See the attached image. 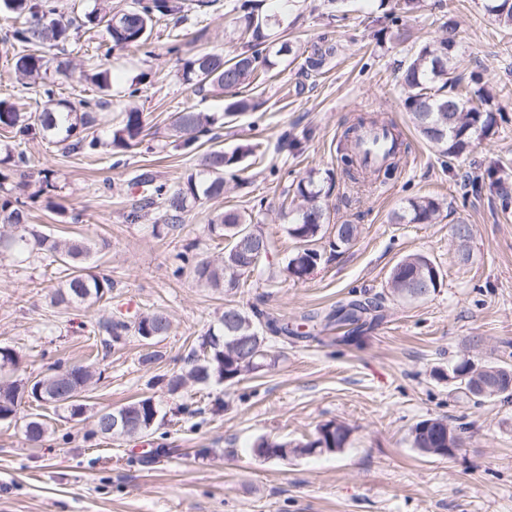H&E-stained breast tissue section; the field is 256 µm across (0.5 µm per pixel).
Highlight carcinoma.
Segmentation results:
<instances>
[{
  "label": "carcinoma",
  "mask_w": 512,
  "mask_h": 512,
  "mask_svg": "<svg viewBox=\"0 0 512 512\" xmlns=\"http://www.w3.org/2000/svg\"><path fill=\"white\" fill-rule=\"evenodd\" d=\"M488 15L504 29H512V0H485L483 5ZM179 9L174 0H131L130 5L112 12L109 0H93L90 10L83 14L64 15L59 10L58 0H0V11L13 19L12 30L6 39L16 45L13 69L22 87L30 89L43 86L44 104L41 109L22 112L12 103L0 100V129L11 137L25 142L40 135L69 154L93 155L102 146V141L92 133L96 125L97 112L109 106L98 98L83 99L81 111L74 110L69 102L55 98L53 88L44 79L53 58L51 51L58 49L73 38V34L87 25L105 24L109 41L115 46L144 47L149 44L154 25L164 16ZM269 18L250 14L244 25L237 30L244 51L233 56L217 52L194 53L183 59V82L202 89L206 86L217 92L231 91L257 83L270 70L275 58L292 52V47L283 42L272 50L265 30ZM461 43L458 24L452 20L444 24L441 35L434 41L424 43L414 53L402 70L400 85L405 95L404 106L409 121L418 137L440 158L448 160L463 156L471 145L495 133L497 116L491 105L502 90L481 83L475 73L465 78L457 74V57ZM336 52L333 39L323 35L310 46L304 59L302 71L306 74L321 72L327 59ZM215 117L203 112H175L170 125L180 140V146L189 151L201 147L200 138L211 131ZM382 128L397 149L389 153L386 161L378 166L368 163L361 155L359 146L365 129ZM148 136L143 113L130 108L121 113V121L112 130L111 145L132 148ZM343 149L341 160L343 172L353 183L380 182L395 176L405 162L408 146L402 131L391 120L378 115L357 114L343 131L340 140ZM259 148L253 144L240 147L228 154L222 148H209L203 155L204 179L188 177L176 187L159 180L157 175L146 170L138 175V186L143 188L139 203L127 214V220L136 223L145 217L144 211L161 208L165 216L176 224L187 211L188 203L204 198L218 197L224 193V172L236 167L242 159ZM471 185L483 187L501 200L503 207L512 202V182L499 175L498 163L489 165L484 171L472 175ZM293 194L295 207L289 211L291 220L287 232L297 243V250L288 260L285 270L296 279L308 275L322 260L315 242L326 223V209L320 198L328 195L313 176L299 180L294 188L283 190ZM439 202L428 196L410 199L393 215L397 224H432L438 217ZM25 203L11 195H0V256H36L48 265L62 268V280L52 292L55 304H75L90 308L111 295L112 278L94 272L88 266L92 253V239L56 237L38 230L28 223ZM210 234L227 241L224 257L214 262L183 256L193 278L200 284L226 292L245 284V278L253 274L268 257L270 243L253 213L225 210L216 215L208 225ZM356 224L336 225L331 248L350 245L358 236ZM252 235L259 248L247 254L239 249L243 235ZM390 283L392 293L406 301L423 299L436 292L443 284V275L431 259L422 254H411L402 258L392 268ZM381 307L377 298L353 301L336 309L328 320L349 327L348 335L363 327L364 315ZM251 325L248 333L260 338V344L245 354L225 350L227 340L237 335L243 324ZM98 331L105 333V347L110 348L124 342L129 336H154L161 338L172 329L171 320L160 311L140 316L135 321L101 317L97 321ZM301 332L285 320L271 318L258 307L246 311L236 305L227 304L217 323L201 336L199 348L192 350L186 364L178 371L163 378L167 391L177 394L189 385L206 386L212 382L234 383L244 375L258 371L271 364L267 349V337L283 343L300 338ZM451 374L462 379L456 388L468 389V373L471 368L462 359L448 367ZM96 372L90 366L74 365L66 370L41 377L15 379L0 377V421L17 417L19 406L24 401L43 406L37 397L42 392L56 397L51 403L54 410H61L71 418L85 413L86 395L93 390ZM479 377L485 381H512V364L489 362ZM127 414L131 426L117 429V437H132L149 433L158 419L161 409L151 396L141 397L119 407ZM26 436L36 441L44 436L47 424L40 415H31L24 425ZM352 429L341 421H328L317 428L314 438L297 443L282 439L261 437L252 445L255 456L264 459H280L278 450L291 449L297 457L310 455V448L325 442L326 447L340 452L350 444ZM464 428L451 426L442 418H428L417 422L410 430L409 443L424 457H442V448H460L463 445Z\"/></svg>",
  "instance_id": "obj_1"
}]
</instances>
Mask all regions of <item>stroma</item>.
<instances>
[{"mask_svg":"<svg viewBox=\"0 0 512 512\" xmlns=\"http://www.w3.org/2000/svg\"><path fill=\"white\" fill-rule=\"evenodd\" d=\"M242 3L219 0L201 10L187 0L183 11L154 27L148 55L125 47L97 58L95 47L107 37L101 27L80 31L67 46L64 58L76 70L111 73L110 105L97 127L102 140H109L120 111L135 108L152 126L151 146L119 153L105 146L84 156L38 138L21 144L0 131V191L19 195V177L3 158L10 150L26 152V190L35 195L31 223L95 242L91 263L114 282L102 315L130 321L161 310L173 323L155 345L159 361L142 365L147 348L138 337L103 349L91 313L51 302L55 267L35 258L0 260V346L19 354L12 378L42 376L60 365H89L101 375L85 414L70 419L47 413L49 430L41 441L24 435L29 406L0 422V512H512V402L465 396L443 377L465 356L512 364V207L502 208L489 192L474 193L468 183L494 161L512 175V96L494 103L500 116L495 134L445 168L413 130L399 85L400 66L414 47L436 39L452 19L461 31V72L512 87V34L485 13L482 0H421L404 20L411 33L405 43L386 33L388 0H345L341 21L331 18L324 0H266L265 10L278 18L268 29L271 41L286 39L301 51L329 31L337 56L311 77L300 61L282 57L263 84L243 89L257 107L225 117L219 144L228 152L253 143L260 150L243 159L223 196L190 205L173 231L158 209L130 223L126 216L142 196L137 174L150 170L175 186L201 172L197 154L172 137V113L223 115L229 101L185 84L169 43L184 34L192 52H239L233 31ZM10 27L0 17V99L29 112L37 94L23 89L14 74L15 49L4 40ZM359 110L385 113L412 144L402 174L377 191L350 183L336 151L345 122ZM286 132L298 147L282 141ZM45 170L54 188L42 195ZM310 173L330 188L325 203L331 223L356 224L359 235L334 251L319 240L330 259L297 280L285 272L296 242L278 213L288 205L284 188ZM417 196L438 200L436 222L391 223L392 213ZM258 202L266 207L260 220L271 250L248 287L228 295L198 285L191 275L174 276L188 244L212 259L222 255L207 229L217 213L248 211ZM459 223L473 228L464 250L451 236ZM415 253L434 261L443 285L408 302L391 295L388 279L398 260ZM376 294L384 299L382 319L355 342L334 343L338 331L332 327L285 347L271 342L276 365L232 385L215 383L205 391L191 385L173 397L160 381L182 366L225 303L256 305L296 325ZM143 396L153 397L166 414L149 435L112 440L94 434L98 411ZM211 398L223 402L222 411L190 417L178 410L189 400ZM426 418L468 424L458 456L426 458L410 446V428ZM329 420L353 429L341 452L287 461L251 452L259 437L301 441Z\"/></svg>","mask_w":512,"mask_h":512,"instance_id":"obj_1","label":"stroma"}]
</instances>
